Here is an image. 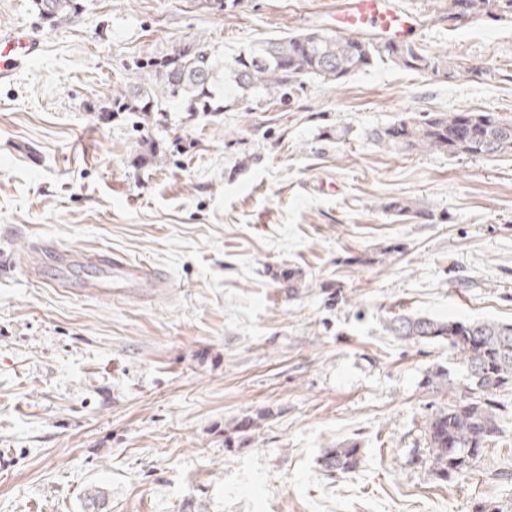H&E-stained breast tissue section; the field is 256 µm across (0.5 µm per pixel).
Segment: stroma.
<instances>
[{
    "instance_id": "1",
    "label": "stroma",
    "mask_w": 512,
    "mask_h": 512,
    "mask_svg": "<svg viewBox=\"0 0 512 512\" xmlns=\"http://www.w3.org/2000/svg\"><path fill=\"white\" fill-rule=\"evenodd\" d=\"M342 0H87L48 27L0 0L44 51L0 84V512H512V416L467 477L438 479L423 423L463 374L447 343L410 344L392 312L512 323V160L408 153L369 138L404 112L512 120V18L449 21L404 0L442 80L377 64L335 85L218 113L100 124L134 62L200 41L225 57L331 31ZM432 208L395 217L380 203ZM106 250L165 271L101 296L30 279L32 247ZM302 274L297 294L275 279ZM257 416L243 447L224 430ZM358 441L356 472L326 448ZM361 461V448L357 441L336 444L328 448L321 457V465L329 475L355 472Z\"/></svg>"
}]
</instances>
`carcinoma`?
Masks as SVG:
<instances>
[{
	"instance_id": "carcinoma-1",
	"label": "carcinoma",
	"mask_w": 512,
	"mask_h": 512,
	"mask_svg": "<svg viewBox=\"0 0 512 512\" xmlns=\"http://www.w3.org/2000/svg\"><path fill=\"white\" fill-rule=\"evenodd\" d=\"M39 14L54 25L83 12L84 0H34ZM512 15V0H448V20L480 15ZM195 43L183 44L158 60L136 65L148 70L145 88L130 85L113 96L119 112H138L146 118L179 103L187 112H222L224 98L215 86L231 83L238 98L276 93L301 85L306 78L341 84L351 75L377 63H391L405 71L440 79L454 77L456 69L444 56L428 54L411 42H377L314 30L261 43L232 58L224 69V55L209 46L205 53L190 52ZM371 140L389 148L415 153L443 152L450 156L512 158V121L492 112H417L405 114L370 132ZM382 210L398 216L430 217L432 211L394 200ZM278 283L288 294L298 292L300 272L283 271ZM389 331L403 341L448 342L466 372V383L454 403L436 408L425 420L429 462L441 480L463 476L483 450L499 441L505 417L512 407L497 392L512 390V323L460 322L422 315H394ZM426 387L448 386L450 374L438 367L427 372ZM361 461L356 441L327 449L321 465L331 475L355 472Z\"/></svg>"
}]
</instances>
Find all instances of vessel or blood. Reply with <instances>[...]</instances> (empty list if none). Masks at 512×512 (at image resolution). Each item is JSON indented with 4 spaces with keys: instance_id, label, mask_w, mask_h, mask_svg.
Instances as JSON below:
<instances>
[{
    "instance_id": "b4317fda",
    "label": "vessel or blood",
    "mask_w": 512,
    "mask_h": 512,
    "mask_svg": "<svg viewBox=\"0 0 512 512\" xmlns=\"http://www.w3.org/2000/svg\"><path fill=\"white\" fill-rule=\"evenodd\" d=\"M417 26L415 15L403 7L402 0H343L336 10V32L344 36L368 34L377 38L402 42ZM42 52L41 40L26 27L14 26L0 30V84L15 80L20 71ZM52 261L58 269L53 284L70 287L68 272L75 267L99 270L97 279L86 287L93 292L108 295L113 288V276L133 288H162L166 282L150 264H131L126 257L109 251H79L48 247L37 251L29 262L28 272L41 279L45 261Z\"/></svg>"
}]
</instances>
